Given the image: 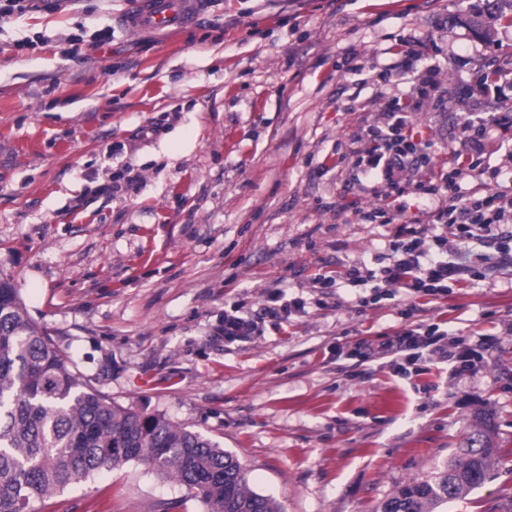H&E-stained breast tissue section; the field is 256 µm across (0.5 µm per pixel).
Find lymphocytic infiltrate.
Instances as JSON below:
<instances>
[{
	"label": "lymphocytic infiltrate",
	"instance_id": "f902f5d3",
	"mask_svg": "<svg viewBox=\"0 0 512 512\" xmlns=\"http://www.w3.org/2000/svg\"><path fill=\"white\" fill-rule=\"evenodd\" d=\"M421 107V100L411 95L392 98L384 114V132L365 150L358 165L362 184L384 182L392 189L380 207L364 216L365 221L380 218L396 227L390 243L391 261L380 270L381 282L390 288L437 296L445 293L449 282L489 260L488 255L475 252L461 263L449 258L447 228H456L459 237L483 242L496 238L502 225L512 224V194L492 188L505 173L500 167L492 168L483 163L488 139L492 138L495 128L511 125L512 117L464 115L460 125L462 148L453 165L444 173L430 175L416 183L417 193L442 201L433 214L434 223L441 226L442 231L429 240L422 228L404 221L406 207L397 196L402 173L410 168L429 167L432 161L431 142L414 140L409 134L412 117ZM475 170L484 175V182L467 194H460L461 181ZM443 336L438 327L412 323L397 331L389 341L358 344L351 355L366 362L380 355L397 354L411 365L438 359L452 364L455 372L471 371L479 357L477 350L460 337L454 338L451 347H444Z\"/></svg>",
	"mask_w": 512,
	"mask_h": 512
}]
</instances>
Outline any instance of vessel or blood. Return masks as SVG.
I'll list each match as a JSON object with an SVG mask.
<instances>
[{"instance_id": "b4317fda", "label": "vessel or blood", "mask_w": 512, "mask_h": 512, "mask_svg": "<svg viewBox=\"0 0 512 512\" xmlns=\"http://www.w3.org/2000/svg\"><path fill=\"white\" fill-rule=\"evenodd\" d=\"M203 5V0H135L120 21L134 32L178 29L196 21Z\"/></svg>"}]
</instances>
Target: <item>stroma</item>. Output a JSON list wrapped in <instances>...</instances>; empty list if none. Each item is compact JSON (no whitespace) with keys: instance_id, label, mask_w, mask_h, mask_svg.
Masks as SVG:
<instances>
[{"instance_id":"obj_1","label":"stroma","mask_w":512,"mask_h":512,"mask_svg":"<svg viewBox=\"0 0 512 512\" xmlns=\"http://www.w3.org/2000/svg\"><path fill=\"white\" fill-rule=\"evenodd\" d=\"M133 0H60L0 23V278L19 289L81 381L232 453L281 512H376L444 467L488 412L494 479L448 512L512 506V255L487 251L440 297L375 300L347 280L389 262L390 224L356 178L359 135L391 98L427 109L413 135L436 169L460 118L512 113V25L476 37L453 14L485 0H207L190 26L130 32ZM111 27L87 55L72 35ZM43 35L35 48L22 41ZM416 41L420 58L399 49ZM436 66L429 84L418 73ZM122 176V190L106 185ZM335 277L319 288L317 276ZM283 293L302 309L272 314ZM237 306L251 336L224 337ZM436 323L483 348L473 372L433 362L408 377L348 354ZM208 512L130 462L34 503L35 512Z\"/></svg>"}]
</instances>
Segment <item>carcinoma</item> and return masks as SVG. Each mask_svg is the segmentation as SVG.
<instances>
[{"instance_id":"cac0c4a2","label":"carcinoma","mask_w":512,"mask_h":512,"mask_svg":"<svg viewBox=\"0 0 512 512\" xmlns=\"http://www.w3.org/2000/svg\"><path fill=\"white\" fill-rule=\"evenodd\" d=\"M494 0L474 11L487 26L512 14ZM486 416L476 417L448 464L386 498L378 512H445L491 478L497 464ZM131 461L148 465L200 495L209 512H280L249 486L231 453L161 414L143 415L80 381L44 329L31 320L19 290L0 279V512H29L55 490Z\"/></svg>"}]
</instances>
